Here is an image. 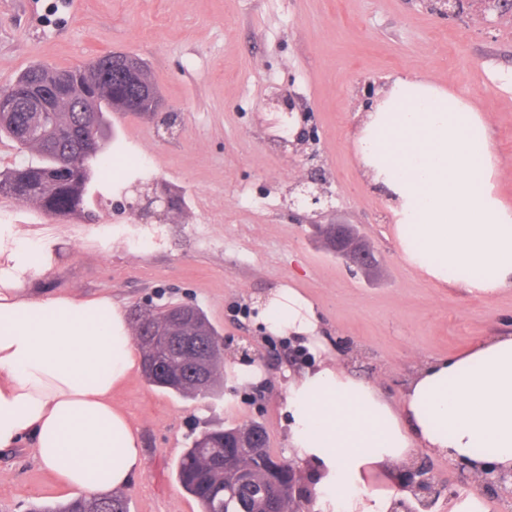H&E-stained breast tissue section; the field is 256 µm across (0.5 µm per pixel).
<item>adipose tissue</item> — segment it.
<instances>
[{"label":"adipose tissue","mask_w":512,"mask_h":512,"mask_svg":"<svg viewBox=\"0 0 512 512\" xmlns=\"http://www.w3.org/2000/svg\"><path fill=\"white\" fill-rule=\"evenodd\" d=\"M356 154L397 218L405 259L438 286L483 297L512 288V209L494 193L498 159L483 115L447 87L389 78L355 136ZM55 243L0 224V451L26 444L68 486L127 488L138 433L112 392L141 367L130 324L108 297H30ZM255 306L267 333L308 349L282 400L288 456L311 468L316 512H393L414 490L417 452L477 472L512 469V333L423 362L399 404L327 349L312 302L272 289Z\"/></svg>","instance_id":"1"}]
</instances>
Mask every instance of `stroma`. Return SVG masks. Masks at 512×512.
<instances>
[{"instance_id": "stroma-1", "label": "stroma", "mask_w": 512, "mask_h": 512, "mask_svg": "<svg viewBox=\"0 0 512 512\" xmlns=\"http://www.w3.org/2000/svg\"><path fill=\"white\" fill-rule=\"evenodd\" d=\"M471 22L430 11L428 0H0V85L33 64L68 68L113 52L139 56L161 98L158 116L107 115L110 183L87 215H47L0 196V224L57 243L52 270L30 293L107 295L125 313L144 304L201 308L224 343L222 392L185 398L136 373L112 401L138 431L143 468L123 494L130 512H200L177 477L191 433L264 426L286 458L281 400L288 341L265 334L254 301L290 286L319 311L331 352L357 378L399 401L426 359L512 333V290L475 297L439 288L403 258L385 195L354 158L352 136L394 75L423 76L464 96L484 116L499 161L498 196L512 205V8ZM318 128L315 147L291 148L297 127L282 105ZM321 174L331 206L290 208L299 178ZM171 200L138 218L136 192ZM358 227L382 257L352 272L316 242L313 223ZM250 353L265 375L233 370ZM27 446L0 454V512L78 497Z\"/></svg>"}]
</instances>
